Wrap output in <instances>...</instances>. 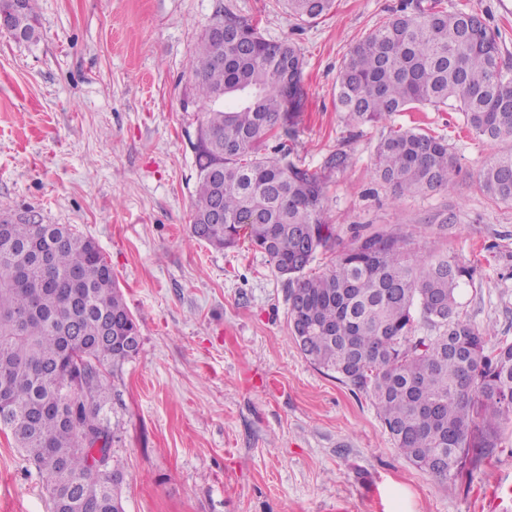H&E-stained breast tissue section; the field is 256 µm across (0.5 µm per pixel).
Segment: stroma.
Wrapping results in <instances>:
<instances>
[{"instance_id":"35a3bbf8","label":"stroma","mask_w":512,"mask_h":512,"mask_svg":"<svg viewBox=\"0 0 512 512\" xmlns=\"http://www.w3.org/2000/svg\"><path fill=\"white\" fill-rule=\"evenodd\" d=\"M399 4L335 0L302 23L277 0H37V41L0 32V213L33 210L92 238L138 325V354L108 379L125 512H512V424L492 457L433 479L398 452L369 397L301 353L268 256L190 234L203 105L186 63L227 7L305 60L293 157L325 175L333 227L314 272L356 233L401 225L421 251L476 267L462 310L512 340V203L477 180L512 144L474 139L450 108L396 113L391 126L446 136L461 166L452 190L396 196L374 173L382 126L336 107L349 49ZM464 4L490 14L512 62V0H442ZM339 151L346 167L327 169ZM50 507L42 474L0 432V512Z\"/></svg>"}]
</instances>
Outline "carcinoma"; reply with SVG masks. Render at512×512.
I'll return each mask as SVG.
<instances>
[{"mask_svg":"<svg viewBox=\"0 0 512 512\" xmlns=\"http://www.w3.org/2000/svg\"><path fill=\"white\" fill-rule=\"evenodd\" d=\"M296 20L329 14L335 0H281ZM24 40L39 35L35 0H0ZM224 63L210 28L188 59L204 104L194 150L192 235L224 250L241 234L288 284L291 336L313 365L365 393L399 452L439 481L499 447L512 424V341L461 312L476 268L446 253L414 250L398 230L357 235L330 269L311 272L333 238L325 186L288 143L303 111V56L288 39L229 10ZM336 107L359 125L430 105L461 112L479 139L512 142V64L499 31L470 9L405 0L349 50ZM275 139L277 156L264 153ZM379 180L396 194L449 190L461 172L442 135L391 127L373 150ZM490 197L512 202V151L478 173ZM82 276L79 283L72 277ZM426 327L427 333L419 330ZM137 324L111 263L90 238L26 210L0 230V429L45 478L51 512H125L93 444L112 447L104 370L138 353ZM69 458V469L54 459Z\"/></svg>","mask_w":512,"mask_h":512,"instance_id":"1","label":"carcinoma"}]
</instances>
